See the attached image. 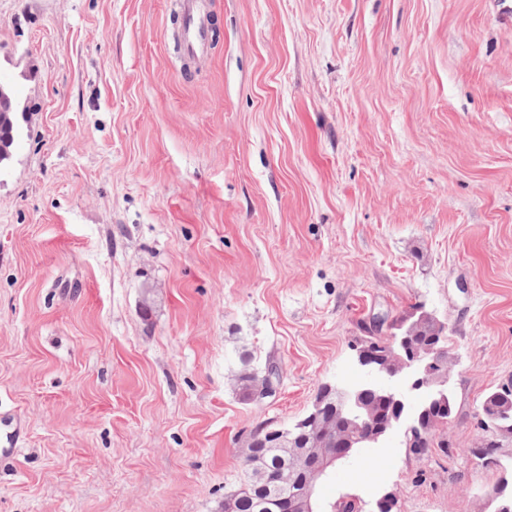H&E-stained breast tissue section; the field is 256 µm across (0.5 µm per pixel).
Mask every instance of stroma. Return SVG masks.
<instances>
[{
  "mask_svg": "<svg viewBox=\"0 0 512 512\" xmlns=\"http://www.w3.org/2000/svg\"><path fill=\"white\" fill-rule=\"evenodd\" d=\"M0 0V512H219L250 433L364 380L372 318L447 326L455 452L402 435L317 493L494 512L512 387V0ZM276 365L245 402L241 358ZM184 49L189 55L203 52L209 42L210 20L198 0H183ZM481 406L490 428L499 436L512 438V402L498 401L496 392L488 394ZM500 441L488 438L483 440L480 448H473V455L481 461L482 467L486 469L496 468L500 465L498 449L502 447Z\"/></svg>",
  "mask_w": 512,
  "mask_h": 512,
  "instance_id": "35a3bbf8",
  "label": "stroma"
}]
</instances>
